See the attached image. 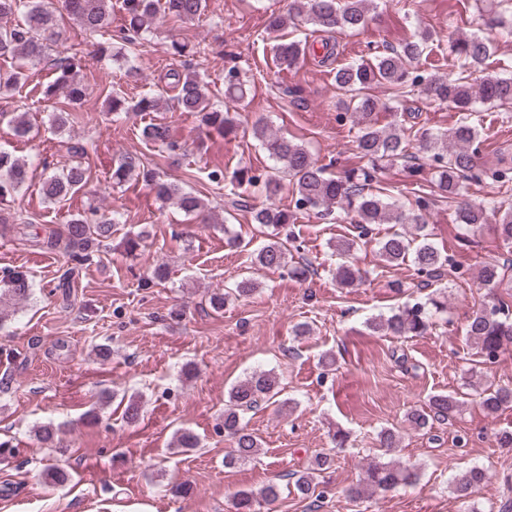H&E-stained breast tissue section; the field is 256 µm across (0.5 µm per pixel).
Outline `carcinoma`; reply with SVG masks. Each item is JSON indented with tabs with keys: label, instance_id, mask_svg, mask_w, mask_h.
I'll list each match as a JSON object with an SVG mask.
<instances>
[{
	"label": "carcinoma",
	"instance_id": "carcinoma-1",
	"mask_svg": "<svg viewBox=\"0 0 512 512\" xmlns=\"http://www.w3.org/2000/svg\"><path fill=\"white\" fill-rule=\"evenodd\" d=\"M65 10L89 33L109 35L93 46L92 55L100 60L119 57L112 40L131 43L144 39L158 14L176 22L195 19L206 7V0H122L123 24L117 34L110 30V0H64ZM374 0H288V12L271 15L267 23L268 36L273 42L272 59L276 68H296L307 55H317L314 44L304 40H288L280 32L290 23L311 25L317 32L332 33L336 30L356 32L365 27ZM15 16L11 25H0V58L16 61L11 70L0 74V96L22 93L28 84V66L47 61L55 68L54 81L35 86L32 92L39 99L50 101L63 90L73 104L88 95V87L79 78L80 59L51 57L49 50L58 34L59 16L43 0H0V19ZM487 31L501 30L512 35V17L492 10H481ZM434 41L433 31L418 24L411 38L397 48L376 51L367 60L344 63L333 71V82L343 96L345 114L350 118L355 132V143L361 157L368 164L352 168L337 176L329 172L333 163L323 164L315 159L305 145L293 138L274 133L269 125L257 122L251 127L252 137L260 142L276 162L274 171L247 178V184L260 185L267 196L277 195L283 188V178L292 186L294 209L297 212L317 211L328 215L336 207L350 215L357 234L340 240L335 245L343 262L336 267L335 280L339 288H351L361 281L360 268L349 261L359 242L368 235L371 224H410L413 231H394L377 241L381 260L389 266L411 263L417 275L429 282L448 265V254L441 251L428 230L427 214L435 205L432 195L419 192L410 207L398 201H389L376 189L378 174L397 161L414 158L419 161L412 172L425 168L432 170L431 183L438 197L454 206V220L469 233L494 220L496 232L502 241L512 243V206L505 201L490 198L475 204L466 195L467 183L481 178L477 169V152L486 142L484 107L512 108V74H488V61L497 49L487 36L461 34L449 42L452 64L448 71L428 72L421 67L425 53ZM170 53L189 57L202 53L201 46L189 45L178 39L171 40ZM173 89L177 107L182 112L195 113L206 128L225 137L237 136L243 122L240 113L224 111L214 105L208 88L200 75L191 67L172 72ZM375 86L393 89L387 102L371 93ZM244 85L235 66L226 70L224 95L235 101L244 98ZM418 97L438 108H448L458 113L455 125L444 132H434L423 126L406 128L402 113H408L407 104ZM110 112L114 115L132 112H158L161 95L145 93L137 100L117 93H109ZM395 113V120L381 126L380 112ZM81 112L61 110L52 114L51 126L60 130L69 123H81ZM0 124L12 128L14 135L25 138L31 127L26 113L0 112ZM141 139L157 148L160 153L174 150L169 141L168 128L163 123H148L140 129ZM33 163L17 157L13 152L0 148V238L5 239L24 223L21 215L5 208V202L23 188L29 178ZM135 180L146 183L154 192L161 206L172 204L187 213L206 210L205 201L183 186L162 179L154 168L143 165L131 156L123 157L112 167V184L122 186ZM492 184L499 192L512 191V166L500 165L492 173ZM87 182V169L73 165L59 173L42 179L41 192L46 202L56 205L77 193ZM291 215L274 205L253 211L254 223L269 230L267 242L256 252L255 262L262 268H289L294 276L308 272L304 266L288 265L290 249L278 238L277 229L289 223ZM120 220L112 211L101 212L92 208L87 213L72 216L61 231H50L43 239L35 238L32 245L55 250L67 259L71 267L64 274L58 287H75V272L106 248L107 242L117 232ZM505 266L489 262L482 266L480 279L487 288H495L505 276ZM256 291V282L243 278L222 292L210 297L211 307L219 311L231 297L241 298ZM32 294V279L28 272L13 270L3 279L0 288V329L8 319L5 306L27 301ZM448 310V297L431 294L426 301L406 302L389 316H379L368 321L375 332L387 336H421L436 325L439 315ZM465 341L476 349L480 364L497 362L502 352L512 345V310L502 302H487L469 318L464 333ZM281 392L277 375L271 371L255 370L232 386L228 393L230 408L224 411V432L234 439L235 448L224 456V466L230 468L245 464L257 457L261 445L253 432L243 422V414L260 403H270ZM481 404L489 414H495L512 404V386H489L482 391ZM459 406L451 395L436 394L430 397L428 412H414L410 421L414 428L423 430L429 421L447 420ZM330 463L327 456L315 458L307 471L292 474V484L297 496L319 500L316 494L317 474ZM44 482L60 485L68 479L67 471L57 464L42 471ZM419 479L417 471L389 459L377 460L368 465L363 483L350 489L354 498L372 497L398 486H410ZM487 471L473 466L455 476L453 490L458 498L468 501L486 481ZM281 488L277 483L265 485L259 492L240 490L236 493V512H263L278 500Z\"/></svg>",
	"mask_w": 512,
	"mask_h": 512
}]
</instances>
